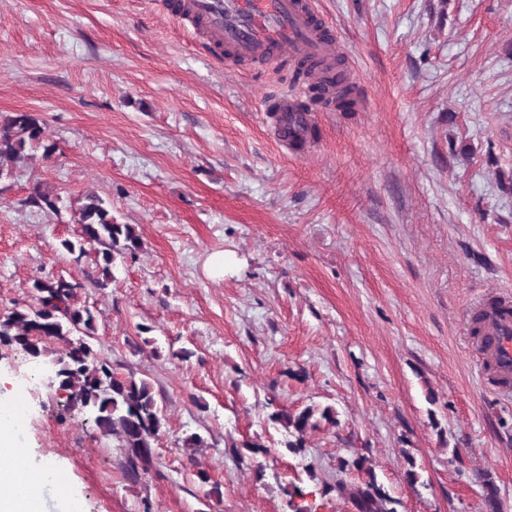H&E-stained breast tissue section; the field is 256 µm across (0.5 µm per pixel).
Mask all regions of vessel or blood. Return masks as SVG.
Here are the masks:
<instances>
[{"instance_id": "obj_1", "label": "vessel or blood", "mask_w": 512, "mask_h": 512, "mask_svg": "<svg viewBox=\"0 0 512 512\" xmlns=\"http://www.w3.org/2000/svg\"><path fill=\"white\" fill-rule=\"evenodd\" d=\"M179 13L204 35L208 48L223 52L230 68L286 58L314 62L317 72L329 77L342 53L313 0H182ZM305 95V88L297 86L269 100L266 109L281 141L306 140L311 126ZM485 331L492 367L500 376L512 375V316L489 317Z\"/></svg>"}]
</instances>
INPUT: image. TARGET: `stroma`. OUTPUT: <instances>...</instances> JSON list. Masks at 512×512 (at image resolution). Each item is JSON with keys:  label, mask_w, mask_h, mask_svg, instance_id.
<instances>
[{"label": "stroma", "mask_w": 512, "mask_h": 512, "mask_svg": "<svg viewBox=\"0 0 512 512\" xmlns=\"http://www.w3.org/2000/svg\"><path fill=\"white\" fill-rule=\"evenodd\" d=\"M173 2L0 0V112L57 145L0 181V315L35 280L81 282L94 352L167 419L132 478L48 359L0 345L22 451L67 480L42 512H356L331 485L361 457L394 512H483L485 474L512 512V393L471 324L512 295V0H315L359 109L308 99L301 146L265 112L307 86L294 64L215 65ZM38 185L56 210L28 206ZM91 193L144 242L103 288L94 252L61 246ZM308 407L338 422L289 452L270 415ZM194 433L205 447H184Z\"/></svg>", "instance_id": "obj_1"}]
</instances>
